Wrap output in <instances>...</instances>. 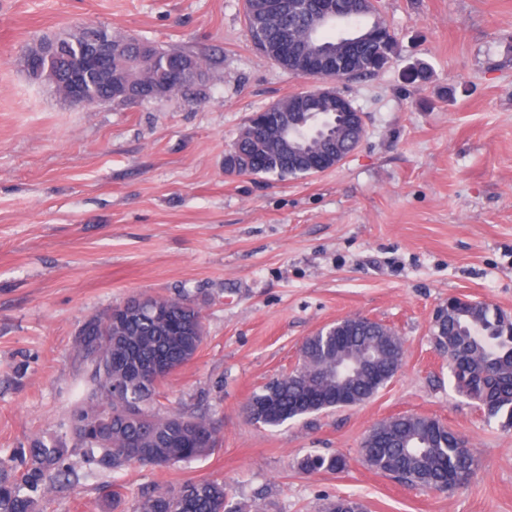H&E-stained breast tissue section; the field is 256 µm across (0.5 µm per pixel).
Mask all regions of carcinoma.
Masks as SVG:
<instances>
[{
  "label": "carcinoma",
  "instance_id": "1",
  "mask_svg": "<svg viewBox=\"0 0 512 512\" xmlns=\"http://www.w3.org/2000/svg\"><path fill=\"white\" fill-rule=\"evenodd\" d=\"M306 0H245L247 32L253 47L292 72L279 49L283 39L302 49L314 19ZM397 40L384 37L364 41L347 72L355 79L371 78L396 53ZM183 59L185 70L176 81L168 78L171 56ZM205 75L197 56L159 46L142 47L131 39L112 51V76L143 94L160 99L188 95ZM92 97L117 105L132 99L109 92L101 83L87 88ZM327 130L319 135L304 131L302 118L294 120L289 145L299 150L330 149L347 143V120L319 102ZM274 119L246 123L226 159L229 171L267 175L278 179L309 174L288 164L277 142L267 132ZM203 330L200 310L187 295L148 297L121 309L87 320L79 334L77 353L91 366V389L72 412L75 446L57 439L39 440L9 462L0 461V512H40L41 499L56 479L78 478L70 456L79 453L90 468L114 472L130 464L168 468L212 452L219 434L202 416L160 408L156 398L175 370L197 352ZM439 346L448 351V369L457 391L477 404L490 418L512 428V318L487 302L456 298L448 305L443 324L433 328ZM383 325L363 315L347 317L336 327L306 337L299 347L301 367L281 377L273 390L261 389L245 407L250 421L270 428L325 410L339 403L336 383L355 382L353 399L365 402L394 376L404 348L382 339ZM360 455L371 469L391 474L408 486L446 492L466 484L478 467V458L456 431H443L438 421L418 414H400L379 425L364 439ZM306 472L341 471L343 458L307 455L299 462ZM228 492L218 480L187 481L173 491L159 487L141 495L136 512H233ZM322 512H365L354 496L324 503Z\"/></svg>",
  "mask_w": 512,
  "mask_h": 512
}]
</instances>
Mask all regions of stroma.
I'll list each match as a JSON object with an SVG mask.
<instances>
[{
	"mask_svg": "<svg viewBox=\"0 0 512 512\" xmlns=\"http://www.w3.org/2000/svg\"><path fill=\"white\" fill-rule=\"evenodd\" d=\"M243 3L0 0V456L70 441L90 387L76 351L88 319L185 293L205 337L161 401L220 423L219 447L167 469L81 466L43 512H135L154 486L205 479L247 512H321L346 495L367 512H512V430L456 391L432 336L452 297L512 316V0H378L397 52L336 85L363 114L361 143L285 181L224 170L252 113L311 85L252 48ZM90 23L193 52L197 103L76 106L26 74L31 44ZM352 315L402 338L395 377L356 407L251 422L248 399L295 368L302 341ZM405 413L468 439L467 484L434 492L362 462L369 429ZM310 454L347 465L306 473Z\"/></svg>",
	"mask_w": 512,
	"mask_h": 512,
	"instance_id": "1",
	"label": "stroma"
}]
</instances>
